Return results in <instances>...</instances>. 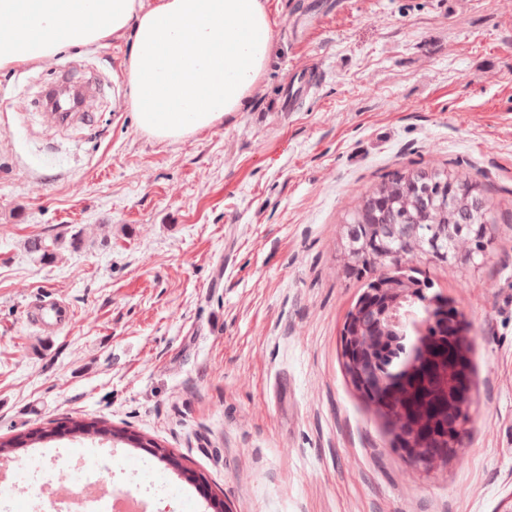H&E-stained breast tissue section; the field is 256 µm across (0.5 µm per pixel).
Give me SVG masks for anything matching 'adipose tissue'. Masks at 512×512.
<instances>
[{"mask_svg":"<svg viewBox=\"0 0 512 512\" xmlns=\"http://www.w3.org/2000/svg\"><path fill=\"white\" fill-rule=\"evenodd\" d=\"M117 34L138 128L176 142L246 108L273 31L267 0H0V69Z\"/></svg>","mask_w":512,"mask_h":512,"instance_id":"adipose-tissue-1","label":"adipose tissue"}]
</instances>
